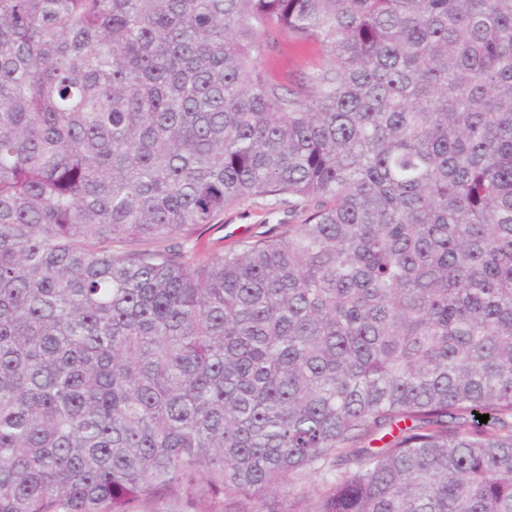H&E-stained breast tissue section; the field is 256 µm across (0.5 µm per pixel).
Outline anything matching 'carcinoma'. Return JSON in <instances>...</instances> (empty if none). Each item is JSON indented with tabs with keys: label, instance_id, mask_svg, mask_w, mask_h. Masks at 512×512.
I'll return each mask as SVG.
<instances>
[{
	"label": "carcinoma",
	"instance_id": "obj_1",
	"mask_svg": "<svg viewBox=\"0 0 512 512\" xmlns=\"http://www.w3.org/2000/svg\"><path fill=\"white\" fill-rule=\"evenodd\" d=\"M0 512H512V0H0ZM259 66L274 83L293 87L311 72L329 65L324 48L316 42H296L279 37L273 46H263ZM295 223L288 217V203L257 199L224 211L213 224L186 227L175 241L188 240L195 246L197 256L206 258L256 240L278 227L277 224Z\"/></svg>",
	"mask_w": 512,
	"mask_h": 512
}]
</instances>
